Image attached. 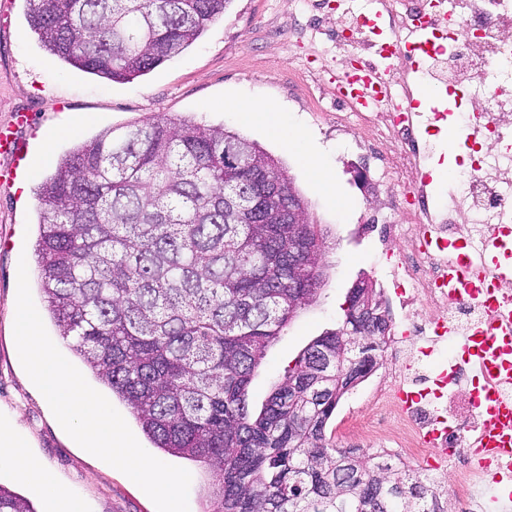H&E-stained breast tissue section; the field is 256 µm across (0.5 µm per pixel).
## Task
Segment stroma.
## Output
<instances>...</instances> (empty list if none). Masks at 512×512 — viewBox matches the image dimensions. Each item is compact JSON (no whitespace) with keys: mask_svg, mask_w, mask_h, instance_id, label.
<instances>
[{"mask_svg":"<svg viewBox=\"0 0 512 512\" xmlns=\"http://www.w3.org/2000/svg\"><path fill=\"white\" fill-rule=\"evenodd\" d=\"M26 0L0 13V123L25 110L36 132L25 186L0 184V413L19 414L33 453L61 485L82 497L90 512H156L152 500L112 466L77 448L43 403L18 360L14 337L19 262L36 271L37 191L55 160L102 130L167 115L221 126L257 143L277 159L308 204V218L326 236V279L266 351L248 388L250 410H260L273 386L316 337L344 320L342 305L363 278L380 286L377 235L360 230L368 201L359 189L363 160L314 113L300 70L302 57L323 55L336 37V15L294 12L289 0H231L223 15L180 55L133 81L118 83L75 68L42 47L26 20ZM283 107L285 122L300 123L332 172L338 200L312 180L297 146L247 122L237 102ZM50 156H43L45 141Z\"/></svg>","mask_w":512,"mask_h":512,"instance_id":"stroma-1","label":"stroma"}]
</instances>
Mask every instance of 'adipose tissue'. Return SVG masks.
I'll return each instance as SVG.
<instances>
[{
  "mask_svg": "<svg viewBox=\"0 0 512 512\" xmlns=\"http://www.w3.org/2000/svg\"><path fill=\"white\" fill-rule=\"evenodd\" d=\"M0 464L8 465L23 480L51 500L58 512H89L87 505L63 487L41 459L27 449V440L17 416H0Z\"/></svg>",
  "mask_w": 512,
  "mask_h": 512,
  "instance_id": "ef3b65f1",
  "label": "adipose tissue"
}]
</instances>
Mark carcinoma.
Returning <instances> with one entry per match:
<instances>
[{
  "instance_id": "obj_1",
  "label": "carcinoma",
  "mask_w": 512,
  "mask_h": 512,
  "mask_svg": "<svg viewBox=\"0 0 512 512\" xmlns=\"http://www.w3.org/2000/svg\"><path fill=\"white\" fill-rule=\"evenodd\" d=\"M229 2L28 0V23L50 54L128 82L191 46ZM291 189L274 157L222 126L156 117L75 145L40 192L54 325L154 447L203 464L207 512H441L433 479L326 442L345 374L379 366L387 311L314 340L249 410L255 370L311 296L291 248L312 225L279 223ZM0 512L35 510L0 486Z\"/></svg>"
}]
</instances>
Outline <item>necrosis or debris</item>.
Wrapping results in <instances>:
<instances>
[{
	"instance_id": "1",
	"label": "necrosis or debris",
	"mask_w": 512,
	"mask_h": 512,
	"mask_svg": "<svg viewBox=\"0 0 512 512\" xmlns=\"http://www.w3.org/2000/svg\"><path fill=\"white\" fill-rule=\"evenodd\" d=\"M295 9L335 7L336 32H355V51L336 56L337 69H359L367 59L360 45L374 42L381 31L363 27L351 0H293ZM391 35L408 36L427 26L421 47L394 59L389 92L406 97L414 83L433 91L463 93L466 111L457 122L478 124L481 140L472 142L469 160L453 173L455 191L449 206L437 203L429 177L421 169L434 150L417 124L401 121L385 110H359L336 97V130L361 152L375 153L364 187L380 197L405 186L402 224H386L377 250L385 285L398 299L402 315L391 321L386 348L409 346L405 362L380 378L366 395L367 402L388 409L391 424L379 447L406 448L410 458L423 462L428 472L455 471L456 481L445 490L448 499L482 504L487 494L484 471L474 462H462L458 447L469 442L477 421L471 393L465 387L468 372L457 368L452 384L437 386V357L449 333L466 335L485 318L480 302L448 295V244L460 241L483 249L492 229L512 223V0H386ZM415 182H407L411 172Z\"/></svg>"
}]
</instances>
